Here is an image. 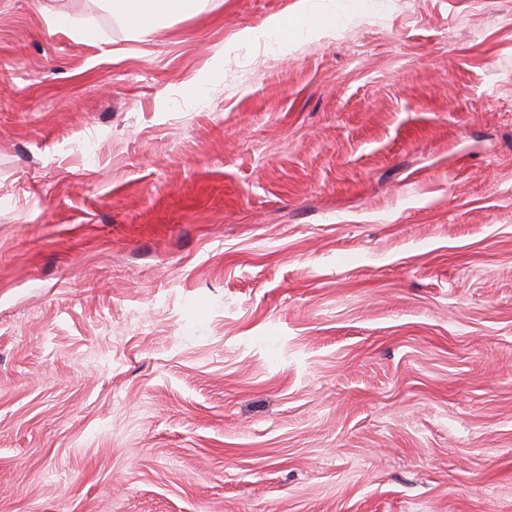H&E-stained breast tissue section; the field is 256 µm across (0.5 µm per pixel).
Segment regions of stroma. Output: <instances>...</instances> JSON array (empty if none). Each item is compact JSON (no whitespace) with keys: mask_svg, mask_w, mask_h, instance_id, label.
<instances>
[{"mask_svg":"<svg viewBox=\"0 0 512 512\" xmlns=\"http://www.w3.org/2000/svg\"><path fill=\"white\" fill-rule=\"evenodd\" d=\"M296 2L0 0V512H512V0ZM112 18L136 36H146L174 18L193 17L207 10L210 0H103ZM308 5L309 0H298L295 10L297 18L293 21L292 25L299 27L307 38L325 36L328 32L327 26L309 16ZM288 19L283 16H273L268 18L259 28H245L238 34V39L242 41L256 42L262 38L274 41L280 47L288 44L284 38V33L288 31ZM269 41V42H270Z\"/></svg>","mask_w":512,"mask_h":512,"instance_id":"stroma-1","label":"stroma"}]
</instances>
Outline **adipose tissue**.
<instances>
[{"label": "adipose tissue", "mask_w": 512, "mask_h": 512, "mask_svg": "<svg viewBox=\"0 0 512 512\" xmlns=\"http://www.w3.org/2000/svg\"><path fill=\"white\" fill-rule=\"evenodd\" d=\"M210 0H103L104 8L113 19L128 28L134 35L145 36L156 28L166 26L174 18L193 17L207 10ZM309 0H298L296 20L288 22L281 16L268 18L260 27L243 29L239 40L256 42L269 39L286 46L285 34L289 25H296L305 37H323L327 34L326 25L310 17Z\"/></svg>", "instance_id": "1"}]
</instances>
